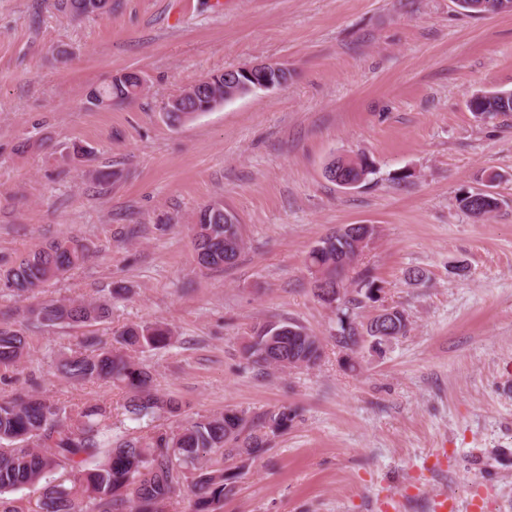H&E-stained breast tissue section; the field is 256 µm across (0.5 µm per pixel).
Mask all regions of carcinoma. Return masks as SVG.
I'll list each match as a JSON object with an SVG mask.
<instances>
[{
	"label": "carcinoma",
	"mask_w": 512,
	"mask_h": 512,
	"mask_svg": "<svg viewBox=\"0 0 512 512\" xmlns=\"http://www.w3.org/2000/svg\"><path fill=\"white\" fill-rule=\"evenodd\" d=\"M471 0H457L470 15L504 13L502 0H483L474 9ZM213 85L205 86L194 98L180 100L183 107L206 108L213 87L224 86V73L210 75ZM137 77L121 73L87 92V101L98 108L123 103L138 96ZM476 109L490 119L512 113V91L495 92L476 100ZM460 207L475 218H485L500 205L497 196L464 194ZM197 263L206 269L224 267V212L210 205L202 208L192 225ZM351 232H336L321 238L309 253L312 266L330 268L339 255L351 248ZM88 247L75 237L54 241L32 250L19 261L6 262L0 269V285L17 296L32 297L47 282L80 266L88 258ZM375 279L365 274L351 290L350 309L362 307L363 300L375 301ZM348 309V310H350ZM343 310V315H348ZM111 314L108 301L49 300L27 308L26 323L50 327L60 324L91 325ZM339 319L335 337L341 350L355 351L353 333ZM299 331L293 322L255 325L246 337L241 357L259 371L299 368L304 360L316 365L323 355L318 337L290 339L278 336L281 328ZM171 331L159 322L131 324L118 331L107 345L97 336H84L78 346L58 363L63 378L80 383L105 380L126 389V410L130 419L151 423L180 404L173 397L152 392V375L138 354L170 344ZM27 353L24 330L0 316V366L19 363ZM294 415L288 409L265 414L260 424L246 429L245 413L226 409L220 414L199 416L176 430L158 429L144 437L118 438L112 434V408L105 403L69 407L29 391L0 397V512H17L6 494L27 488L40 490L39 512H170L177 492L190 483L194 496L192 512H218L224 498L233 492L232 477L224 470L203 465L206 456L222 451L224 458L242 455L254 461L265 454L271 438L291 426Z\"/></svg>",
	"instance_id": "cac0c4a2"
}]
</instances>
